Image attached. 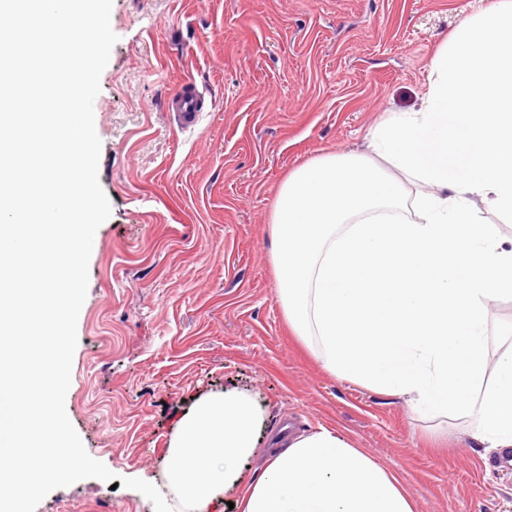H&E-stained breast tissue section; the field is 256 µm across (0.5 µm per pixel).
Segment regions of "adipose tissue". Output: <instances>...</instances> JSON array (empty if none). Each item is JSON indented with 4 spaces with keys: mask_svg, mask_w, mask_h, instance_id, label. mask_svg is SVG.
Returning <instances> with one entry per match:
<instances>
[{
    "mask_svg": "<svg viewBox=\"0 0 512 512\" xmlns=\"http://www.w3.org/2000/svg\"><path fill=\"white\" fill-rule=\"evenodd\" d=\"M370 147L319 156L279 189L272 262L288 322L314 337L326 371L459 412L481 445L511 448L512 346L489 359L486 311L512 298V239L474 204L512 216V0L454 32L429 64L420 108L379 125ZM263 427L248 394L195 399L168 444L177 512H218L233 488L241 512H414L398 477L335 429L265 440ZM262 443L268 466L244 480Z\"/></svg>",
    "mask_w": 512,
    "mask_h": 512,
    "instance_id": "adipose-tissue-1",
    "label": "adipose tissue"
}]
</instances>
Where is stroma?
Instances as JSON below:
<instances>
[{"label": "stroma", "instance_id": "35a3bbf8", "mask_svg": "<svg viewBox=\"0 0 512 512\" xmlns=\"http://www.w3.org/2000/svg\"><path fill=\"white\" fill-rule=\"evenodd\" d=\"M495 0H113L118 37L94 122L112 208L89 261L68 417L88 454L151 482L187 402L235 389L264 431L333 427L393 470L415 512H512V470L465 417L323 370L278 299L270 217L281 183L324 153H365L418 108L429 64ZM203 96L193 126L169 102ZM490 353L512 344V299L487 304ZM36 512H155L87 478Z\"/></svg>", "mask_w": 512, "mask_h": 512}]
</instances>
